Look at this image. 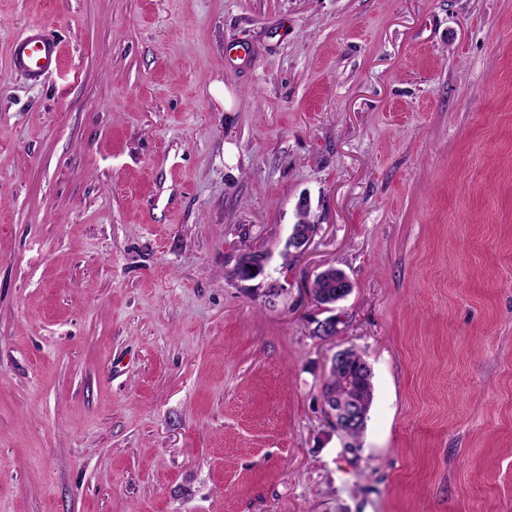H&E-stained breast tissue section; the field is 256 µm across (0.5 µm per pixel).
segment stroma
Masks as SVG:
<instances>
[{
	"mask_svg": "<svg viewBox=\"0 0 512 512\" xmlns=\"http://www.w3.org/2000/svg\"><path fill=\"white\" fill-rule=\"evenodd\" d=\"M0 512H512V0H0ZM10 58L15 70L38 82L58 68L60 42L46 27L30 26L12 42ZM306 207V205H302L301 209L305 210ZM307 214V210L299 212L300 218L297 222V225L302 227L304 231H309L313 234L315 231V224H310V222L307 220ZM299 227L295 228L293 225L291 233L288 236V246L286 245V249L283 254L285 260H288V257L291 256V253L288 251V247L294 250L296 257H303L308 251L312 237L310 234H308L306 237L300 234ZM347 276L340 269L328 268L325 274L316 276L314 295L319 303L333 305L350 294L352 286L346 281ZM365 362L354 348H347L336 368L330 371L323 388L322 396L327 402L323 401L325 420L335 431L343 435L360 421L359 413L354 408L332 410L335 409V405L337 408L342 402L353 399L362 412L361 425L346 433L345 448L350 451L360 448L359 439L366 426L367 413L373 396V376L371 370L366 368Z\"/></svg>",
	"mask_w": 512,
	"mask_h": 512,
	"instance_id": "35a3bbf8",
	"label": "stroma"
}]
</instances>
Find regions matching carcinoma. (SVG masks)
Listing matches in <instances>:
<instances>
[{
    "label": "carcinoma",
    "instance_id": "carcinoma-1",
    "mask_svg": "<svg viewBox=\"0 0 512 512\" xmlns=\"http://www.w3.org/2000/svg\"><path fill=\"white\" fill-rule=\"evenodd\" d=\"M351 290L352 286L346 281L344 272L333 267L314 280L313 292L322 304L333 305L349 295ZM372 396V372L366 368L362 356L349 347L330 372L323 388V398L332 409L352 399L361 411V425L346 433L345 447L351 451L360 448L359 439L366 426Z\"/></svg>",
    "mask_w": 512,
    "mask_h": 512
}]
</instances>
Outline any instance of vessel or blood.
<instances>
[{"instance_id": "1", "label": "vessel or blood", "mask_w": 512, "mask_h": 512, "mask_svg": "<svg viewBox=\"0 0 512 512\" xmlns=\"http://www.w3.org/2000/svg\"><path fill=\"white\" fill-rule=\"evenodd\" d=\"M10 58L15 70L37 82L58 68L60 43L46 27L34 25L14 39Z\"/></svg>"}]
</instances>
